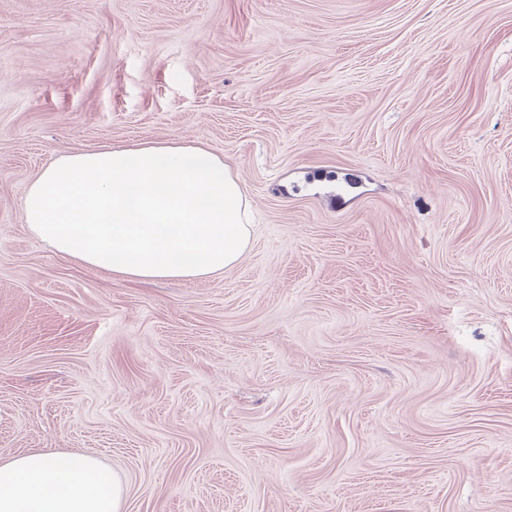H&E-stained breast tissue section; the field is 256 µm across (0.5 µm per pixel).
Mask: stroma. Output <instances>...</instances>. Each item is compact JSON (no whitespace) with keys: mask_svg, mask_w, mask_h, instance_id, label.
<instances>
[{"mask_svg":"<svg viewBox=\"0 0 512 512\" xmlns=\"http://www.w3.org/2000/svg\"><path fill=\"white\" fill-rule=\"evenodd\" d=\"M169 138L244 187L236 267L29 231L57 157ZM39 451L122 512H512V0H0V463Z\"/></svg>","mask_w":512,"mask_h":512,"instance_id":"stroma-1","label":"stroma"}]
</instances>
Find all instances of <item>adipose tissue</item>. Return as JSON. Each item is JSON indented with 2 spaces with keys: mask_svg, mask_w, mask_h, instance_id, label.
I'll return each instance as SVG.
<instances>
[{
  "mask_svg": "<svg viewBox=\"0 0 512 512\" xmlns=\"http://www.w3.org/2000/svg\"><path fill=\"white\" fill-rule=\"evenodd\" d=\"M57 253L138 282L238 265L252 209L223 160L180 139L104 145L50 163L23 201ZM119 478L91 456L30 453L0 465V512H121Z\"/></svg>",
  "mask_w": 512,
  "mask_h": 512,
  "instance_id": "adipose-tissue-1",
  "label": "adipose tissue"
}]
</instances>
